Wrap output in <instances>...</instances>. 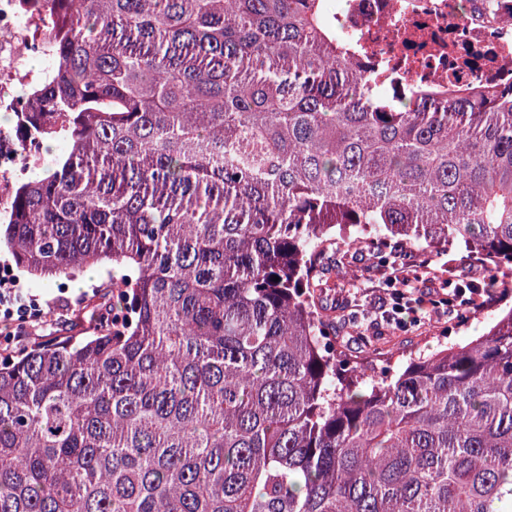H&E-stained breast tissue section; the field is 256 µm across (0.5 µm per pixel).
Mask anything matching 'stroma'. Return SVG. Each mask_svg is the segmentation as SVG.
<instances>
[{
  "label": "stroma",
  "instance_id": "obj_1",
  "mask_svg": "<svg viewBox=\"0 0 512 512\" xmlns=\"http://www.w3.org/2000/svg\"><path fill=\"white\" fill-rule=\"evenodd\" d=\"M407 259H428L429 286L436 297H451L453 287L446 281L466 276L478 262L460 247L426 250L414 243H405ZM336 259L340 272L330 297L319 306L329 326L336 331V347L344 353L346 366H367L373 372L397 365L403 355L411 352L432 353L443 346L461 343L481 335L492 315L507 304L504 289L494 292L493 303L474 310H461L459 316L446 318L441 308H429L420 323L400 328L380 323L382 307L389 302L391 265L374 262L370 249L360 251L347 245H337ZM10 265L17 287L37 298L44 314L41 320L27 325L21 345L0 346V355L21 354L40 336H74L88 328L89 303L92 298L111 299L112 282L120 278V269L111 262L85 268L76 277L61 276L52 282L35 279L14 264L7 249H0V264Z\"/></svg>",
  "mask_w": 512,
  "mask_h": 512
}]
</instances>
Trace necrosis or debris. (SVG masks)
<instances>
[{"label":"necrosis or debris","instance_id":"obj_1","mask_svg":"<svg viewBox=\"0 0 512 512\" xmlns=\"http://www.w3.org/2000/svg\"><path fill=\"white\" fill-rule=\"evenodd\" d=\"M334 18L377 92L512 85V0H341ZM50 31L38 0H0V112L24 111L21 88L51 70ZM33 59L41 69L30 68ZM41 153L39 138L0 129L1 216L13 174H28Z\"/></svg>","mask_w":512,"mask_h":512}]
</instances>
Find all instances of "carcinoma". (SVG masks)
I'll return each instance as SVG.
<instances>
[{
  "label": "carcinoma",
  "mask_w": 512,
  "mask_h": 512,
  "mask_svg": "<svg viewBox=\"0 0 512 512\" xmlns=\"http://www.w3.org/2000/svg\"><path fill=\"white\" fill-rule=\"evenodd\" d=\"M43 2L55 69L16 117L67 149L0 247L124 278L0 360V512H512V306L373 375L314 303L343 228L512 292V87L376 97L326 0Z\"/></svg>",
  "instance_id": "cac0c4a2"
}]
</instances>
